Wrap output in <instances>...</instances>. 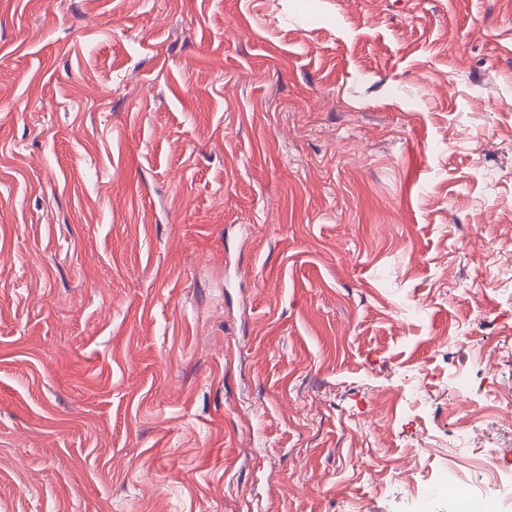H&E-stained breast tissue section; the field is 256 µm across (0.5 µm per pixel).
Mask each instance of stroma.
Listing matches in <instances>:
<instances>
[{
  "instance_id": "1",
  "label": "stroma",
  "mask_w": 512,
  "mask_h": 512,
  "mask_svg": "<svg viewBox=\"0 0 512 512\" xmlns=\"http://www.w3.org/2000/svg\"><path fill=\"white\" fill-rule=\"evenodd\" d=\"M507 242L512 0H0V512H512ZM473 387V380L467 375H457L453 381L454 394L457 401L455 411L461 419L471 421L480 412V408L473 407L469 395Z\"/></svg>"
}]
</instances>
